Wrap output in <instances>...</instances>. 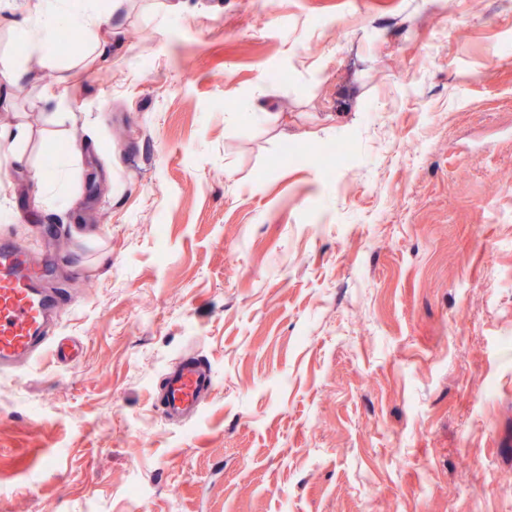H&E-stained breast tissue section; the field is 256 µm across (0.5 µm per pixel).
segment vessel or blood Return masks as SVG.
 <instances>
[{"label": "vessel or blood", "instance_id": "obj_1", "mask_svg": "<svg viewBox=\"0 0 512 512\" xmlns=\"http://www.w3.org/2000/svg\"><path fill=\"white\" fill-rule=\"evenodd\" d=\"M63 298L46 288L42 266L10 236L0 235V371L20 372L51 340ZM161 416L179 423L196 416L215 388L200 355H180L160 378Z\"/></svg>", "mask_w": 512, "mask_h": 512}]
</instances>
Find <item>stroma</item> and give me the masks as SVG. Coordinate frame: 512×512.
I'll return each instance as SVG.
<instances>
[{
    "instance_id": "obj_1",
    "label": "stroma",
    "mask_w": 512,
    "mask_h": 512,
    "mask_svg": "<svg viewBox=\"0 0 512 512\" xmlns=\"http://www.w3.org/2000/svg\"><path fill=\"white\" fill-rule=\"evenodd\" d=\"M91 2L109 61L0 88V234L74 301L0 375V512H512V0ZM160 415L171 423L196 416L215 388L210 366L198 354L180 355L160 378Z\"/></svg>"
}]
</instances>
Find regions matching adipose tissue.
Segmentation results:
<instances>
[{
  "label": "adipose tissue",
  "mask_w": 512,
  "mask_h": 512,
  "mask_svg": "<svg viewBox=\"0 0 512 512\" xmlns=\"http://www.w3.org/2000/svg\"><path fill=\"white\" fill-rule=\"evenodd\" d=\"M0 21L23 33L26 42L24 57L0 55V80L6 82L20 75L24 61L40 62L46 58L51 38L59 26L83 33L98 56H109L112 51V42L102 29L100 11L89 6L71 8L69 0H31L21 8L10 7L8 14L0 16Z\"/></svg>",
  "instance_id": "obj_1"
}]
</instances>
